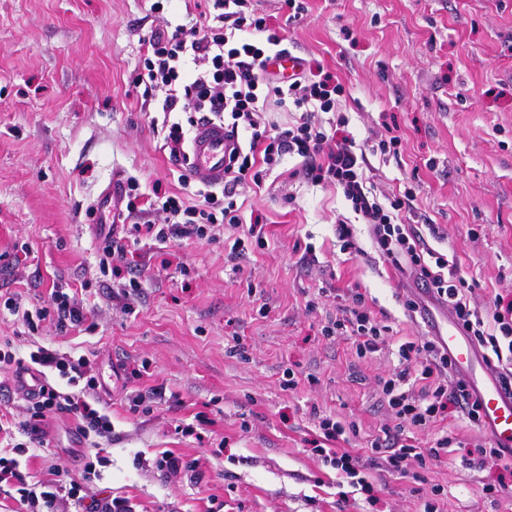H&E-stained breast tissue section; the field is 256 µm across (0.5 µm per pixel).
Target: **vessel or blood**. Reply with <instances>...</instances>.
I'll list each match as a JSON object with an SVG mask.
<instances>
[{
	"mask_svg": "<svg viewBox=\"0 0 512 512\" xmlns=\"http://www.w3.org/2000/svg\"><path fill=\"white\" fill-rule=\"evenodd\" d=\"M238 140L229 135L223 122L204 120L195 126L189 141V174L207 186L223 185L228 175L229 155ZM424 324L453 357L458 370L468 379L474 397L479 401L482 431L496 447H512V394H506L488 368L478 346L448 314H434Z\"/></svg>",
	"mask_w": 512,
	"mask_h": 512,
	"instance_id": "b4317fda",
	"label": "vessel or blood"
}]
</instances>
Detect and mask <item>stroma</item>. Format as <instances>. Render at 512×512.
<instances>
[{"label": "stroma", "mask_w": 512, "mask_h": 512, "mask_svg": "<svg viewBox=\"0 0 512 512\" xmlns=\"http://www.w3.org/2000/svg\"><path fill=\"white\" fill-rule=\"evenodd\" d=\"M0 0V295L22 308L49 306L53 289L75 294L87 321L58 330L54 320L28 332L0 311V341L21 354L44 346L93 354L97 395L112 420L98 441L104 458L91 492L128 499L134 512H360L342 503L346 479L306 449L318 414L357 428L347 447H368L396 420L382 403L395 350L425 337L403 301L412 284L376 258L362 224L335 186L300 176L286 157L262 185L240 186L244 213L265 222L263 246L238 259L229 243L243 228L220 226L214 240L135 239L110 223L97 200L110 180L132 179L140 224L162 217L146 203L154 187L193 197L169 155L166 123L187 113L158 110L161 91L135 80L144 41L158 27L188 29L212 0ZM285 27L284 48L320 65L345 87L322 122L348 118L367 146V185L377 196L413 184L408 224H434L431 247L474 283L472 303L492 315L512 293V0H306L287 22L280 0H251ZM398 122L397 155L371 146ZM345 221L365 253L340 249ZM118 244V267L103 264ZM141 295L125 311L120 292ZM389 331L378 351L358 355L349 337L324 336L352 290ZM142 368L141 377L129 376ZM298 384L285 385L286 369ZM14 367H0V425L26 442V400ZM160 386L149 411L131 396ZM193 426L190 435L183 426ZM44 445L21 459L28 484L57 463L77 470L87 453L73 421L50 420ZM171 451L197 460L202 484L167 478L154 466ZM381 512H423L431 485L448 492L443 512H512V498L483 491L491 471L462 468L459 452L432 466L425 483L373 470Z\"/></svg>", "instance_id": "1"}]
</instances>
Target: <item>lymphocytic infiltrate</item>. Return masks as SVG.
Listing matches in <instances>:
<instances>
[{
	"label": "lymphocytic infiltrate",
	"mask_w": 512,
	"mask_h": 512,
	"mask_svg": "<svg viewBox=\"0 0 512 512\" xmlns=\"http://www.w3.org/2000/svg\"><path fill=\"white\" fill-rule=\"evenodd\" d=\"M215 15L192 31L157 29L146 39L137 82L164 89L163 112H195L225 122L231 134L244 131L248 142L239 146L233 174L221 192L207 191L197 204H188L178 194L160 196L157 206L162 223L145 227L148 235L159 241L172 237L202 239L214 226L232 227L242 222L236 189L245 182L261 183L268 172L277 168L284 156L304 158L303 173L314 183L326 182L340 189L352 211L373 227V237L380 260L390 264L436 302L447 305L453 319L466 335L483 350L488 363L494 364L499 379L512 390V298L498 297L492 316L472 309L470 284L457 276L444 253L432 248L421 232L402 223L401 213L414 199L413 187L380 202L366 185L365 153L345 132V119L324 126L316 120L319 112L332 111L344 87L330 74L300 71L289 83L270 77L266 62L270 52L281 47L282 28L269 18L249 10L247 0H214ZM278 104H293L301 117L284 128L265 123L262 114L268 99ZM52 309L22 313L28 330H36L47 314H55L59 329L82 324L86 316L69 293H51ZM387 326L370 315L362 293H354L351 307L342 318L328 323L325 335H349L358 353L377 351ZM31 361L40 368L66 379L72 393L60 392L53 383H44L37 395L29 397V417L23 429L29 443L40 442L49 419L70 416L75 430L87 442L110 436L112 422L106 413L88 400L97 388L92 361L88 356L71 357L41 347L29 358L18 357L14 347L0 350V363L23 365ZM451 360L435 339L407 341L398 347V364L384 380L383 403L396 418L394 429L384 430L371 444L367 455L340 447L346 428L334 418H318L317 431L309 444L311 453L343 478L369 506H376L377 489L370 479L372 469L422 481L430 464L445 462L448 450L457 444L453 435L436 439L433 447L416 443L415 431L424 430L448 415L449 406L461 407L469 421L479 419L477 404L471 403L465 383L449 389L443 374ZM29 443L15 444V451L28 453ZM462 464L478 470L494 467L496 478L486 484L490 497L512 493V450L507 448H470ZM53 481L43 491L29 488L18 470V461L0 456V485L14 488L20 503L43 504L53 508L58 494H66L78 512H127L118 498H87L81 481L69 470L53 468Z\"/></svg>",
	"instance_id": "f902f5d3"
}]
</instances>
